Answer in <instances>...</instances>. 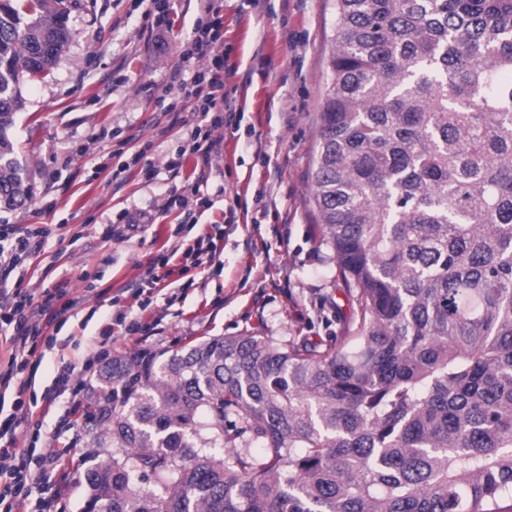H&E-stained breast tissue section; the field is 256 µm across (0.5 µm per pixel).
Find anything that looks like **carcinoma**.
<instances>
[{"mask_svg": "<svg viewBox=\"0 0 512 512\" xmlns=\"http://www.w3.org/2000/svg\"><path fill=\"white\" fill-rule=\"evenodd\" d=\"M0 0V210L21 85L77 0ZM313 200L352 307L321 348L116 355L82 512H512V0H336Z\"/></svg>", "mask_w": 512, "mask_h": 512, "instance_id": "cac0c4a2", "label": "carcinoma"}]
</instances>
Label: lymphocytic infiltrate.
I'll list each match as a JSON object with an SVG mask.
<instances>
[{"label": "lymphocytic infiltrate", "instance_id": "f902f5d3", "mask_svg": "<svg viewBox=\"0 0 512 512\" xmlns=\"http://www.w3.org/2000/svg\"><path fill=\"white\" fill-rule=\"evenodd\" d=\"M207 23L198 25L190 39L187 59H205V66L191 81L180 82L185 98L195 100L199 123L188 135L190 152L202 168L212 165V157L220 151V142L212 131L232 123L237 114L228 94L223 91L224 35L220 12L223 0H200ZM42 241L37 234L15 231L11 225H0V326L6 327L13 350L6 366L0 367V388L12 389L13 411L0 418V505L5 512H45L58 496L52 473L60 465L61 452L47 454L35 446L20 447L17 430L21 424L32 423L37 415L33 404L24 395L32 378L25 371L30 366L25 350L36 347L44 336L45 325L54 321L50 299H35L19 287H9L11 273L25 256L39 252Z\"/></svg>", "mask_w": 512, "mask_h": 512}]
</instances>
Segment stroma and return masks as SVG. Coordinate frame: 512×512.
Returning <instances> with one entry per match:
<instances>
[{"mask_svg": "<svg viewBox=\"0 0 512 512\" xmlns=\"http://www.w3.org/2000/svg\"><path fill=\"white\" fill-rule=\"evenodd\" d=\"M161 5L168 23L159 27ZM333 13L334 0H224V89L244 117L221 129L220 153L202 174L195 156L181 151L197 117L174 79L186 66L199 0H78L68 48L48 74L22 87L25 107L12 137L31 197L0 213L1 222L43 234L41 250L12 280L78 301L67 310L53 304L58 316L46 335L77 336L81 344L37 347L36 393L54 386L64 362H75L86 380L76 408L85 410L98 390L104 340L119 355L245 332L324 345L343 334L350 298L322 242L311 194ZM171 103L174 122L161 113ZM99 130L106 138L89 142ZM148 141L152 149L131 164ZM171 156L180 162L174 171ZM195 184L208 199L196 223L162 209L163 198ZM125 210L151 213L152 221L126 225L118 219ZM109 224L115 232L108 238ZM215 227L224 237L214 258L197 266L171 257L175 245ZM150 268L158 282L143 309L131 293ZM122 312L147 323L144 337L126 335ZM67 402L58 398L37 445L79 455L88 446L84 432L56 425Z\"/></svg>", "mask_w": 512, "mask_h": 512, "instance_id": "35a3bbf8", "label": "stroma"}]
</instances>
